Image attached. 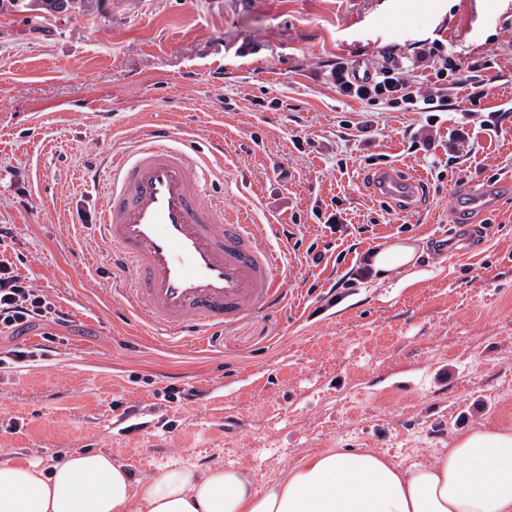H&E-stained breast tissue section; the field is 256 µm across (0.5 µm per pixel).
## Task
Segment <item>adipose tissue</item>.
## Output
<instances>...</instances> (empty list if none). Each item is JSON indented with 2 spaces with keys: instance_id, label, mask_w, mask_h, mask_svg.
I'll list each match as a JSON object with an SVG mask.
<instances>
[{
  "instance_id": "adipose-tissue-1",
  "label": "adipose tissue",
  "mask_w": 512,
  "mask_h": 512,
  "mask_svg": "<svg viewBox=\"0 0 512 512\" xmlns=\"http://www.w3.org/2000/svg\"><path fill=\"white\" fill-rule=\"evenodd\" d=\"M0 512H512V433H461L447 455L408 469L330 449L261 491L238 467H173L137 481L106 453L76 451L49 470L2 460Z\"/></svg>"
}]
</instances>
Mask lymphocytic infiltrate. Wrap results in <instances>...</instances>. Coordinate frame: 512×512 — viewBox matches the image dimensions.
<instances>
[{
	"mask_svg": "<svg viewBox=\"0 0 512 512\" xmlns=\"http://www.w3.org/2000/svg\"><path fill=\"white\" fill-rule=\"evenodd\" d=\"M493 60L483 65H471L467 74H458L450 57L444 56L437 44H421L410 57L381 56L367 71H358L348 60L337 59L329 78L339 96L368 105L385 104L389 108L422 112L426 118L419 129L425 146H432L438 120L439 104L448 94L450 85H468L471 104L484 98V82L479 68H492ZM426 72L431 83L429 92L417 89L415 72ZM13 230L0 225V333L19 335L35 326L52 311V305L31 287L29 279L18 272L15 263L6 256L3 246L12 238Z\"/></svg>",
	"mask_w": 512,
	"mask_h": 512,
	"instance_id": "lymphocytic-infiltrate-1",
	"label": "lymphocytic infiltrate"
}]
</instances>
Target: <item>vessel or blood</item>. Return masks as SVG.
I'll return each mask as SVG.
<instances>
[{
  "label": "vessel or blood",
  "mask_w": 512,
  "mask_h": 512,
  "mask_svg": "<svg viewBox=\"0 0 512 512\" xmlns=\"http://www.w3.org/2000/svg\"><path fill=\"white\" fill-rule=\"evenodd\" d=\"M414 180L389 174L381 190L410 196ZM108 202L96 229L112 248L125 292L147 309L162 335L208 342L239 317L278 308L282 251L258 236L245 213L204 204L201 156L158 129L113 160Z\"/></svg>",
  "instance_id": "b4317fda"
}]
</instances>
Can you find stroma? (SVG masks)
Instances as JSON below:
<instances>
[{"label": "stroma", "mask_w": 512, "mask_h": 512, "mask_svg": "<svg viewBox=\"0 0 512 512\" xmlns=\"http://www.w3.org/2000/svg\"><path fill=\"white\" fill-rule=\"evenodd\" d=\"M494 56L483 112L501 127L450 160L470 87L452 88L434 150L422 114L341 101L337 59ZM165 127L203 155L206 199L244 209L282 249L284 306L205 348L152 335L97 237L90 171ZM418 177L414 200L375 189ZM476 184L495 204L461 214ZM341 210L330 226L316 211ZM7 255L56 308L0 335V449L51 469L111 454L133 478L235 465L264 488L309 454L363 448L409 468L462 432H512V0H97L89 13L0 14V225ZM406 242L413 264L355 281ZM57 336L54 353L15 348ZM195 398H187L189 390Z\"/></svg>", "instance_id": "stroma-1"}]
</instances>
